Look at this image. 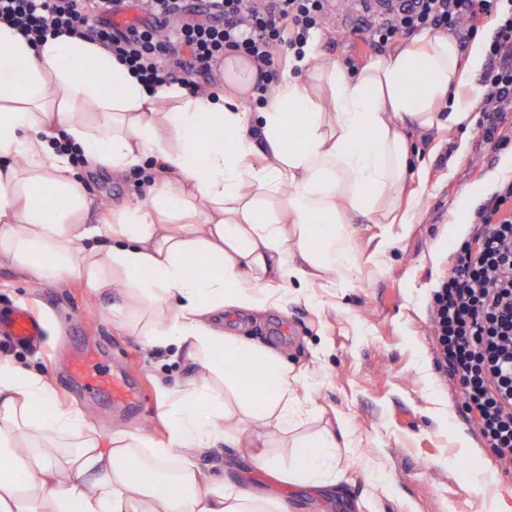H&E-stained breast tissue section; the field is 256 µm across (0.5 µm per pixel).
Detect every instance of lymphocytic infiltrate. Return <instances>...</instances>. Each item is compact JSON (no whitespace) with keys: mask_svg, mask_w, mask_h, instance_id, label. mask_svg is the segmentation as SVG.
I'll return each mask as SVG.
<instances>
[{"mask_svg":"<svg viewBox=\"0 0 512 512\" xmlns=\"http://www.w3.org/2000/svg\"><path fill=\"white\" fill-rule=\"evenodd\" d=\"M334 0H0V25L31 43L47 36L89 42L128 67L149 88L181 82L189 91L218 88L226 56L256 70V104H266L282 53L302 54L324 27ZM131 9L140 21H124ZM364 40L377 49L425 30L467 43L492 17L489 66L480 83L483 137L512 142V0H357ZM470 232L450 257L430 303L439 368L504 472L512 473V179L501 182L469 218Z\"/></svg>","mask_w":512,"mask_h":512,"instance_id":"f902f5d3","label":"lymphocytic infiltrate"}]
</instances>
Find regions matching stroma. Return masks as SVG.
I'll return each mask as SVG.
<instances>
[{"mask_svg": "<svg viewBox=\"0 0 512 512\" xmlns=\"http://www.w3.org/2000/svg\"><path fill=\"white\" fill-rule=\"evenodd\" d=\"M322 34L324 59L343 63L352 58L362 64L375 53L352 14L335 13ZM409 142L414 165L423 169L422 178L406 186L415 197V221L393 225L383 257L370 258L378 227L358 221L351 237L362 267L350 288L331 294L315 283L306 298L285 296L280 308L224 317L225 330L280 350L295 367L316 369L321 382L313 386L312 398L326 413L348 416L356 436L351 454L361 463L370 461V469L351 466L348 483L336 491L289 485L237 449L221 446L199 451L202 474L222 460L228 478L287 501L290 512H354L355 502L379 476L388 480L392 497L385 512H481L483 502L497 495L512 503V475L480 472L481 458L491 452L436 363L429 327L431 291L446 275L448 257L466 235L476 206L469 190L492 180L512 158V145L492 149L475 122L429 135L414 132ZM75 170L95 202L88 217L93 224L111 219L113 207L144 199L153 184L173 177L150 157L122 175L81 162ZM452 226L457 229L453 235L448 232ZM110 300L109 293L76 280L37 285L15 267L1 265L0 311L33 309L43 321L44 336L40 346L29 347L7 343L0 335V354L47 377L59 409L79 408L106 432L144 429L155 441H166L158 388L176 386L193 368L174 350L146 351L137 337L113 326ZM322 342L329 352L313 362L311 350ZM85 345L104 348L111 372L137 381L142 392L138 411L66 385L69 358ZM461 433L472 439L477 457L460 450Z\"/></svg>", "mask_w": 512, "mask_h": 512, "instance_id": "obj_1", "label": "stroma"}]
</instances>
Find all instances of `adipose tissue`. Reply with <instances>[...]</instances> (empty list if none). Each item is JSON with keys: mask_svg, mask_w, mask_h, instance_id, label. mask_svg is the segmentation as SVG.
I'll list each match as a JSON object with an SVG mask.
<instances>
[{"mask_svg": "<svg viewBox=\"0 0 512 512\" xmlns=\"http://www.w3.org/2000/svg\"><path fill=\"white\" fill-rule=\"evenodd\" d=\"M321 40L313 33L251 113L178 84L149 92L96 45L60 36L34 46L0 26V265L115 292L113 324L200 369L163 389L160 444L55 410L49 379L0 357V512H288L201 478L197 451L220 444L285 483L345 482L343 452L355 443L346 417L323 420L306 373L226 333L217 316L264 312L295 283L351 287L361 263L351 224L380 225L381 255L392 226L414 222L403 194L422 171L408 132L468 120L470 101L449 92L485 51L473 42L464 61L452 35L425 31L351 76L318 64ZM415 75L421 88L409 86ZM65 139L87 164L124 173L153 157L176 178L121 205L116 223H88L72 153L55 148ZM49 194L64 207L49 208ZM192 257L204 262L193 275Z\"/></svg>", "mask_w": 512, "mask_h": 512, "instance_id": "obj_1", "label": "adipose tissue"}]
</instances>
